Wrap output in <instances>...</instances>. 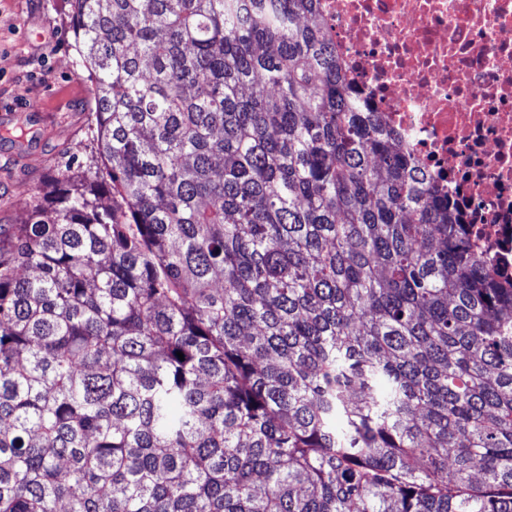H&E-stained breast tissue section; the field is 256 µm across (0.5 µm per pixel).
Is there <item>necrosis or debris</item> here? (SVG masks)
<instances>
[{
  "mask_svg": "<svg viewBox=\"0 0 512 512\" xmlns=\"http://www.w3.org/2000/svg\"><path fill=\"white\" fill-rule=\"evenodd\" d=\"M350 82L512 273V0H321Z\"/></svg>",
  "mask_w": 512,
  "mask_h": 512,
  "instance_id": "1",
  "label": "necrosis or debris"
}]
</instances>
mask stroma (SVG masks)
Masks as SVG:
<instances>
[{"label":"stroma","mask_w":512,"mask_h":512,"mask_svg":"<svg viewBox=\"0 0 512 512\" xmlns=\"http://www.w3.org/2000/svg\"><path fill=\"white\" fill-rule=\"evenodd\" d=\"M64 0H0V130L26 125L25 146L0 140V228L20 223L47 181L89 141L88 73L62 21Z\"/></svg>","instance_id":"35a3bbf8"}]
</instances>
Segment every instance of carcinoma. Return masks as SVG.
<instances>
[{
  "mask_svg": "<svg viewBox=\"0 0 512 512\" xmlns=\"http://www.w3.org/2000/svg\"><path fill=\"white\" fill-rule=\"evenodd\" d=\"M67 3L100 164L0 235V512H512V277L320 0Z\"/></svg>",
  "mask_w": 512,
  "mask_h": 512,
  "instance_id": "carcinoma-1",
  "label": "carcinoma"
}]
</instances>
